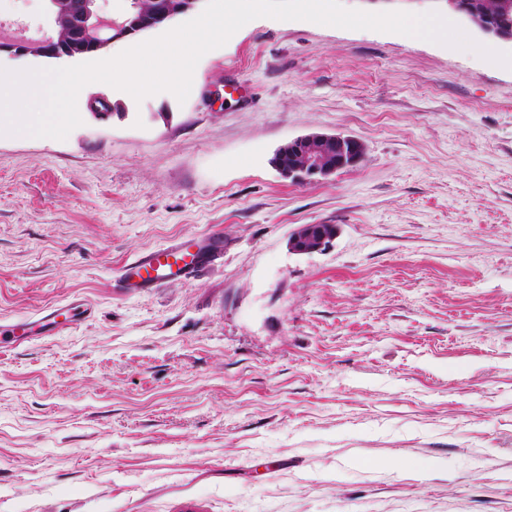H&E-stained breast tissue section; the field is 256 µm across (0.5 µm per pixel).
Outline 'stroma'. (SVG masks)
Wrapping results in <instances>:
<instances>
[{
  "label": "stroma",
  "instance_id": "obj_1",
  "mask_svg": "<svg viewBox=\"0 0 512 512\" xmlns=\"http://www.w3.org/2000/svg\"><path fill=\"white\" fill-rule=\"evenodd\" d=\"M194 74L183 103L97 88L111 112L79 99L63 141L0 135V323L92 308L0 352V512H512V69L261 17ZM315 132L364 161L282 179ZM302 224L338 234L297 255ZM213 232L191 277L120 286ZM215 235L209 241L188 237L137 257L119 270L118 278L129 288H158L170 281L187 278L199 271L220 249Z\"/></svg>",
  "mask_w": 512,
  "mask_h": 512
}]
</instances>
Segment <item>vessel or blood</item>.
Instances as JSON below:
<instances>
[{
	"label": "vessel or blood",
	"instance_id": "vessel-or-blood-1",
	"mask_svg": "<svg viewBox=\"0 0 512 512\" xmlns=\"http://www.w3.org/2000/svg\"><path fill=\"white\" fill-rule=\"evenodd\" d=\"M220 247L217 237L199 241L188 237L137 257L119 271L120 282L131 288H157L199 271ZM89 307L69 303L53 308L35 320L18 319L0 324V345L16 346L34 339H48L78 320L88 317Z\"/></svg>",
	"mask_w": 512,
	"mask_h": 512
}]
</instances>
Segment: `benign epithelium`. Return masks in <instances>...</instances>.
<instances>
[{
    "mask_svg": "<svg viewBox=\"0 0 512 512\" xmlns=\"http://www.w3.org/2000/svg\"><path fill=\"white\" fill-rule=\"evenodd\" d=\"M48 22L36 37L11 29L0 20V55L15 59L78 60L98 55L115 41L155 29L194 11L201 0H167L160 12L133 11L116 18L103 13L102 0H47ZM448 10L470 20L483 34L512 42V30L473 17L464 0H444ZM364 159L360 141L353 137L312 133L279 148L271 164L295 184L325 180ZM337 235L334 224H303L290 236L289 249L301 255L325 250Z\"/></svg>",
    "mask_w": 512,
    "mask_h": 512,
    "instance_id": "1",
    "label": "benign epithelium"
}]
</instances>
